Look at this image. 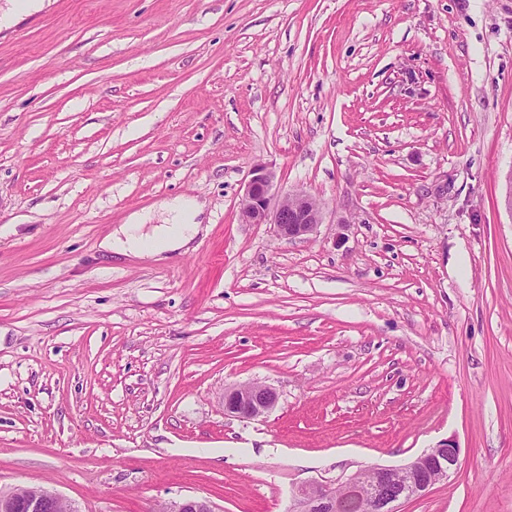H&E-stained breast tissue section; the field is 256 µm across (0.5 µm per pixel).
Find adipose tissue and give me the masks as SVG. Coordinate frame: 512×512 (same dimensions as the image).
I'll use <instances>...</instances> for the list:
<instances>
[{
  "label": "adipose tissue",
  "instance_id": "ef3b65f1",
  "mask_svg": "<svg viewBox=\"0 0 512 512\" xmlns=\"http://www.w3.org/2000/svg\"><path fill=\"white\" fill-rule=\"evenodd\" d=\"M166 208L171 214L169 223L155 225L148 235L142 232L143 214L130 213L125 224L102 240L101 249L138 261H159L185 252L202 231L198 220L202 206L194 199L176 198Z\"/></svg>",
  "mask_w": 512,
  "mask_h": 512
}]
</instances>
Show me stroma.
<instances>
[{"label":"stroma","mask_w":512,"mask_h":512,"mask_svg":"<svg viewBox=\"0 0 512 512\" xmlns=\"http://www.w3.org/2000/svg\"><path fill=\"white\" fill-rule=\"evenodd\" d=\"M0 36V490L288 512L444 440L512 512V0H43ZM323 206L245 223L254 165ZM203 203L157 263L128 214ZM260 383L263 417L224 412ZM171 213L170 223L156 224L151 234H143L144 216L132 212L126 223L100 243L102 250L138 261H160L187 251L204 229L197 221L202 205L195 199L176 198L164 204ZM152 239L147 241L145 239ZM153 243L154 245H150ZM277 400L270 386L255 383L232 387L224 392V411L240 419H254L272 410Z\"/></svg>","instance_id":"1"}]
</instances>
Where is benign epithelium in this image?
<instances>
[{"instance_id": "1", "label": "benign epithelium", "mask_w": 512, "mask_h": 512, "mask_svg": "<svg viewBox=\"0 0 512 512\" xmlns=\"http://www.w3.org/2000/svg\"><path fill=\"white\" fill-rule=\"evenodd\" d=\"M273 174L263 165L253 167L241 202L248 224H271L277 236L295 239L310 235L323 223L319 203L298 192L275 198ZM276 391L249 384L224 392V411L240 419H254L272 410ZM460 466V449L439 444L400 467L373 466L337 483H309L296 488L288 512H400L398 505L418 498L448 479ZM0 512H79L66 498L44 487H17L0 492ZM162 512H218L205 499L185 497L171 501Z\"/></svg>"}]
</instances>
